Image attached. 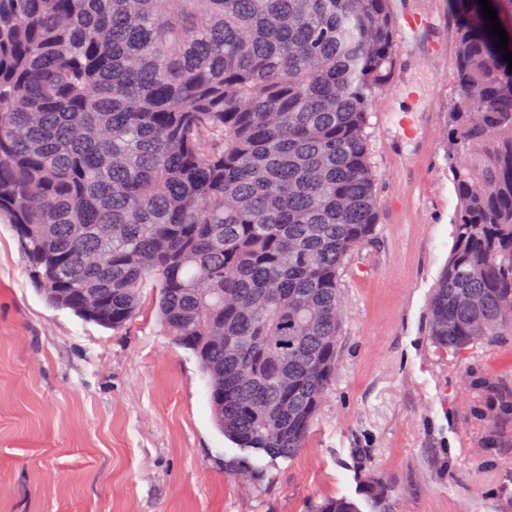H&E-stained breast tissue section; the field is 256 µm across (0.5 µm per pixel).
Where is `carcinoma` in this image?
<instances>
[{
  "label": "carcinoma",
  "instance_id": "carcinoma-1",
  "mask_svg": "<svg viewBox=\"0 0 512 512\" xmlns=\"http://www.w3.org/2000/svg\"><path fill=\"white\" fill-rule=\"evenodd\" d=\"M451 2L457 214L427 330L460 353L512 334V69L479 0ZM396 28L391 0H0V218L86 322L123 330L152 289L254 482L250 454L295 457L335 380Z\"/></svg>",
  "mask_w": 512,
  "mask_h": 512
}]
</instances>
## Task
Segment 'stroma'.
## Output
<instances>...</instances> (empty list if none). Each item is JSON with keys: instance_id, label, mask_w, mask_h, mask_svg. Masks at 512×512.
<instances>
[{"instance_id": "1", "label": "stroma", "mask_w": 512, "mask_h": 512, "mask_svg": "<svg viewBox=\"0 0 512 512\" xmlns=\"http://www.w3.org/2000/svg\"><path fill=\"white\" fill-rule=\"evenodd\" d=\"M400 68L368 133L382 201L342 276L336 378L305 448L244 490L195 357L150 309L122 332L49 306L0 223V512H307L384 484L385 512H512V335L461 354L427 336L457 198L449 0H392Z\"/></svg>"}]
</instances>
